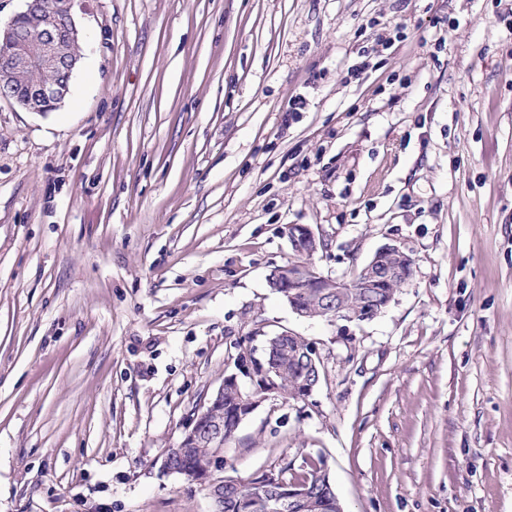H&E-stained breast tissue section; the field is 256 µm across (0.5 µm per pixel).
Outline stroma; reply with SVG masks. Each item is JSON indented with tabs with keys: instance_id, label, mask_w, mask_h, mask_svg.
Masks as SVG:
<instances>
[{
	"instance_id": "1",
	"label": "stroma",
	"mask_w": 512,
	"mask_h": 512,
	"mask_svg": "<svg viewBox=\"0 0 512 512\" xmlns=\"http://www.w3.org/2000/svg\"><path fill=\"white\" fill-rule=\"evenodd\" d=\"M73 11L62 106L0 98V512H210L162 457L284 329L321 382L250 414L224 477L321 458L344 512H512V0ZM290 224L323 276L387 244L413 276L299 319L268 286Z\"/></svg>"
}]
</instances>
